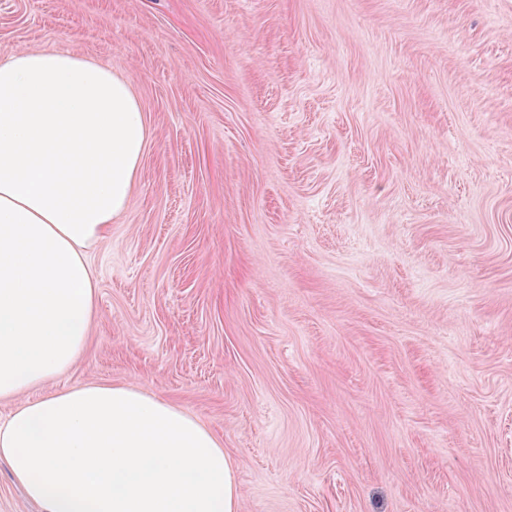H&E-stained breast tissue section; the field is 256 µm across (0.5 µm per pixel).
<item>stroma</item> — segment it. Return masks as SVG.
Returning a JSON list of instances; mask_svg holds the SVG:
<instances>
[{
  "mask_svg": "<svg viewBox=\"0 0 512 512\" xmlns=\"http://www.w3.org/2000/svg\"><path fill=\"white\" fill-rule=\"evenodd\" d=\"M150 139L84 353L215 432L238 512H512V0H0Z\"/></svg>",
  "mask_w": 512,
  "mask_h": 512,
  "instance_id": "stroma-1",
  "label": "stroma"
}]
</instances>
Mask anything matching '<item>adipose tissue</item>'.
<instances>
[{
    "label": "adipose tissue",
    "mask_w": 512,
    "mask_h": 512,
    "mask_svg": "<svg viewBox=\"0 0 512 512\" xmlns=\"http://www.w3.org/2000/svg\"><path fill=\"white\" fill-rule=\"evenodd\" d=\"M149 137L130 81L65 49L0 56V460L40 512H238L223 444L177 406L88 384L30 400L84 352L88 254L129 202Z\"/></svg>",
    "instance_id": "obj_1"
}]
</instances>
